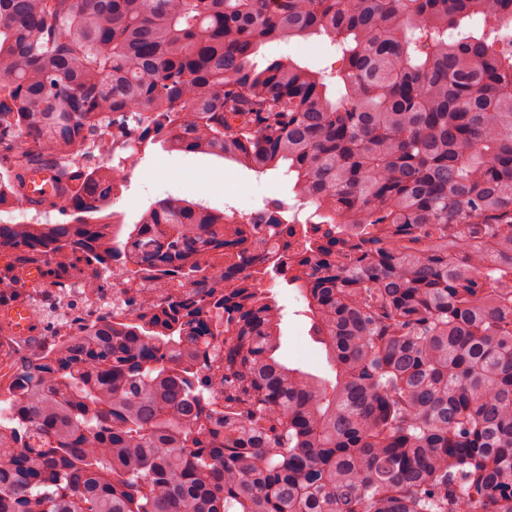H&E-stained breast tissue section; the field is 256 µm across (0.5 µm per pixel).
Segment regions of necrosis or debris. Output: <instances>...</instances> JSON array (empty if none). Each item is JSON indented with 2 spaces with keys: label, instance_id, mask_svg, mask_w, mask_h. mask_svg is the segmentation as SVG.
Instances as JSON below:
<instances>
[{
  "label": "necrosis or debris",
  "instance_id": "obj_1",
  "mask_svg": "<svg viewBox=\"0 0 512 512\" xmlns=\"http://www.w3.org/2000/svg\"><path fill=\"white\" fill-rule=\"evenodd\" d=\"M90 155L101 165L111 161V127H103L93 140L51 156L49 167L60 175L66 169L83 166ZM43 267L40 260L15 264L9 255L0 254V276L13 282L12 287L0 289V307H22L40 325L26 338L0 329V380H14L26 360L45 355L79 327L112 312L123 316L131 311L122 278L104 272L97 279L88 280L81 270L62 262L56 263V273L50 276L44 274Z\"/></svg>",
  "mask_w": 512,
  "mask_h": 512
}]
</instances>
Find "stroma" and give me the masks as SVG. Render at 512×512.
I'll use <instances>...</instances> for the list:
<instances>
[{"mask_svg":"<svg viewBox=\"0 0 512 512\" xmlns=\"http://www.w3.org/2000/svg\"><path fill=\"white\" fill-rule=\"evenodd\" d=\"M288 58L301 66L319 70L330 66L335 55L328 37L313 36L287 43L266 44L256 60L263 64ZM221 172L229 173L230 179L219 185L213 178ZM167 194L220 210L244 205L256 210L268 200H278L291 207L298 204L293 192V179L283 170H273L259 177L243 166L213 156L170 153L152 145L145 150L133 176L124 184L116 210L123 215L125 223L130 224L137 220L146 204ZM273 293L283 308L280 325L283 360L315 376L332 378L326 352L312 334L307 307L297 290L279 280Z\"/></svg>","mask_w":512,"mask_h":512,"instance_id":"1","label":"stroma"}]
</instances>
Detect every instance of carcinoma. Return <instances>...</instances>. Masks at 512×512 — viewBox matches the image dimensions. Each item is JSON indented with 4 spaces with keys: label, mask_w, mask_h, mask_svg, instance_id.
<instances>
[{
    "label": "carcinoma",
    "mask_w": 512,
    "mask_h": 512,
    "mask_svg": "<svg viewBox=\"0 0 512 512\" xmlns=\"http://www.w3.org/2000/svg\"><path fill=\"white\" fill-rule=\"evenodd\" d=\"M511 32L512 0H0V112L29 145L134 126L119 167L158 144L284 168L313 207L166 195L117 224L89 171L71 222L0 224L21 264L192 289L24 364L0 512H512ZM314 35L328 73L253 61ZM280 278L334 379L281 360Z\"/></svg>",
    "instance_id": "obj_1"
}]
</instances>
